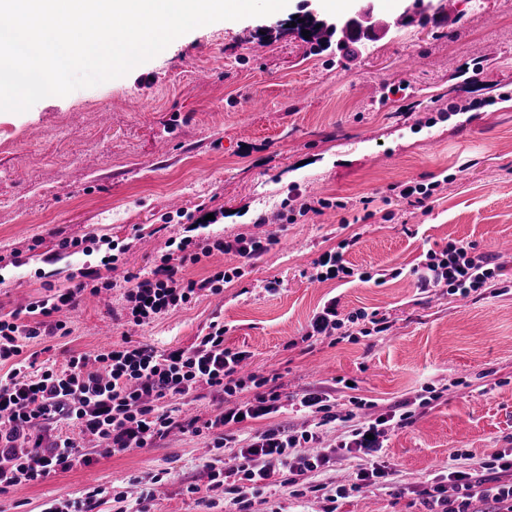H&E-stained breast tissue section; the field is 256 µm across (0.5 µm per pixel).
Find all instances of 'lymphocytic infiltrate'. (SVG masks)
<instances>
[{
	"instance_id": "lymphocytic-infiltrate-1",
	"label": "lymphocytic infiltrate",
	"mask_w": 512,
	"mask_h": 512,
	"mask_svg": "<svg viewBox=\"0 0 512 512\" xmlns=\"http://www.w3.org/2000/svg\"><path fill=\"white\" fill-rule=\"evenodd\" d=\"M275 236L244 237L231 240L219 236L196 235L188 224L170 236L165 251L153 267L124 279V317L136 326L149 324L161 316L188 306L202 290L222 292L226 284L242 275L244 266L267 252ZM352 245L344 239L336 248L320 254L312 263L311 281H372L371 273H355L345 259ZM113 240L94 233L66 238L59 242L61 252L92 255L102 252L98 265L79 271L80 279L68 288L48 287L41 298L0 315V494H9L19 486H32L61 472L88 468L99 459L119 453L151 448L174 432L198 434L208 431L214 454L206 466L207 497H200L198 485L186 486L189 495L200 498L207 512H251L256 497L267 487L282 481L291 485L299 500H323V512H336L338 500L362 490L392 488V470L383 459L381 442L388 423L405 425L414 412L409 402L390 407L378 417L363 420L358 416L362 399L352 398L348 409L336 411L327 395L310 393L298 402L302 411L318 415L319 426L340 421L345 425L340 448L358 459L350 482L328 486L315 475L329 461L327 449L318 447V434L306 431L292 434L273 424L282 408L281 395L270 387L267 376L242 375L248 351L224 344L225 328L213 321L207 333L196 336L187 347L165 350L129 339L113 344L101 353H76L65 363L36 366L25 355L22 340L47 336H65L69 330L59 320L60 312L74 308L79 297L99 295L115 283L108 276L119 257ZM216 255L234 256V263L211 264ZM189 265H202L206 275L195 280L184 276ZM423 271L417 274V288L426 292L449 288L462 296L496 285L500 266L494 257L478 252L476 245L461 240L449 242L441 251H427ZM364 321L373 332L387 330L385 317L363 311L341 315L338 298L327 299L312 318L305 340L331 335L344 323ZM257 387L249 401L224 408L213 419L183 418L181 407L209 389L217 396L234 395L246 387ZM268 420L265 429L252 436L246 446L226 453L227 444L235 442L239 421ZM25 435L30 446L23 454L13 451L14 440ZM94 437L98 445L85 447L83 437ZM161 480L152 475L136 498L111 492L98 484L86 488L81 496L47 500L42 512H96L106 497L115 502L133 501L134 512H150L153 486ZM453 486L455 500L445 496L446 486ZM429 512H471L476 501L495 504V512H512V448H502L490 455L481 468L454 466L448 470L447 484H433L419 489Z\"/></svg>"
}]
</instances>
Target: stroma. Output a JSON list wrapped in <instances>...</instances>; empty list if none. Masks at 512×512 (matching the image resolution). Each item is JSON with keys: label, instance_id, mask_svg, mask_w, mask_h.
Returning a JSON list of instances; mask_svg holds the SVG:
<instances>
[{"label": "stroma", "instance_id": "obj_1", "mask_svg": "<svg viewBox=\"0 0 512 512\" xmlns=\"http://www.w3.org/2000/svg\"><path fill=\"white\" fill-rule=\"evenodd\" d=\"M502 2L453 0L456 24L444 30L403 23L404 0H373L370 37L315 54L280 27L298 12L289 0L266 17L198 27L123 77L0 112V255L22 259L0 268V313L43 296L42 274L63 288L98 262L59 254L61 239L93 232L127 245L111 273L120 282L148 270L201 206L219 214L210 233L278 242L223 293L200 291L144 326L126 323L121 289L83 296L65 316L69 335L28 341L27 352L61 363L124 338L187 346L218 320L225 345L249 351L251 370L274 378L285 404L276 422L297 433L313 424L294 406L308 391L340 405L361 398V416L374 418L436 390L439 400L410 424L385 430L402 483L512 448V293L427 294L413 273L427 250L463 240L512 280V11ZM262 26L275 29L263 42ZM434 178L442 185L421 207L394 190ZM334 197L348 198L347 209L299 212ZM292 210L293 224L258 221ZM351 237L349 265L385 281H310L312 261ZM334 296L341 314L378 311L388 330L303 342ZM209 445L208 434L174 433L0 495V512H41L47 498L93 483L126 491L155 473L165 480L152 512H200L181 489L206 484ZM336 512L427 507L380 490L339 500Z\"/></svg>", "mask_w": 512, "mask_h": 512}]
</instances>
